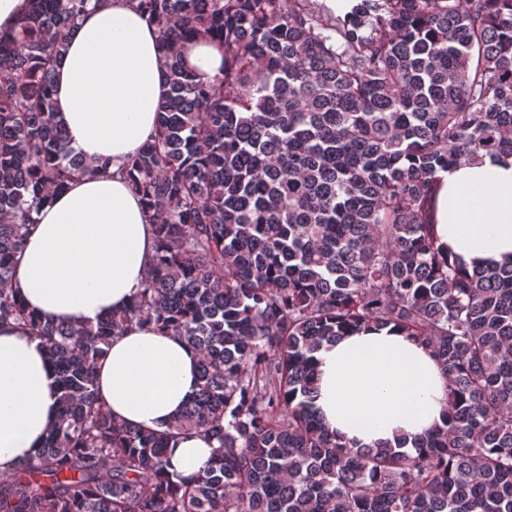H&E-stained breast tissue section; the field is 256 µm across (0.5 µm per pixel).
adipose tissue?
<instances>
[{"label":"adipose tissue","instance_id":"ef3b65f1","mask_svg":"<svg viewBox=\"0 0 512 512\" xmlns=\"http://www.w3.org/2000/svg\"><path fill=\"white\" fill-rule=\"evenodd\" d=\"M168 87L155 29L130 0H103L70 31L54 102L69 147L110 159L35 213L13 285L26 306L71 324L127 308L154 252L144 208L121 169L155 133ZM436 233L467 265L512 256V156H485L439 175ZM197 351L175 337L133 328L113 338L97 367L101 400L119 420L164 428L197 388ZM315 405L329 432L362 445L413 440L441 424L448 375L404 334L384 328L342 337L316 355ZM56 375L39 341L0 324V472L38 454L57 416ZM212 455L202 437L181 438L170 463L182 476Z\"/></svg>","mask_w":512,"mask_h":512}]
</instances>
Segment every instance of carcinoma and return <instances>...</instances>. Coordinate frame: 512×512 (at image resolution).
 I'll return each mask as SVG.
<instances>
[{
	"label": "carcinoma",
	"instance_id": "carcinoma-1",
	"mask_svg": "<svg viewBox=\"0 0 512 512\" xmlns=\"http://www.w3.org/2000/svg\"><path fill=\"white\" fill-rule=\"evenodd\" d=\"M168 96L127 165L154 226L142 288L97 323H57L12 288L33 213L109 162L74 155L52 83L91 0H33L0 34V323L46 348L58 416L0 474V512H512V260L469 269L435 232L438 173L512 155V0H134ZM198 38L224 51L196 79ZM133 326L199 354L164 429L112 417L95 371ZM399 330L448 374V414L413 449L350 445L313 404L320 348ZM196 433L186 480L167 448ZM189 67L193 68L202 80H210L219 73L224 55L215 42L199 41L189 43L182 51ZM212 455L209 443L200 436L188 435L181 438L170 451L172 469L184 477L201 472Z\"/></svg>",
	"mask_w": 512,
	"mask_h": 512
}]
</instances>
